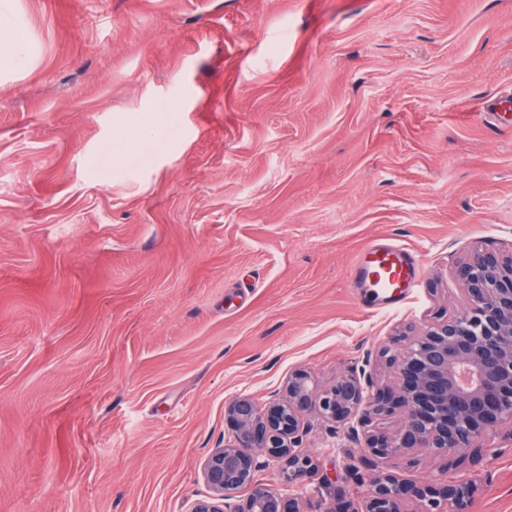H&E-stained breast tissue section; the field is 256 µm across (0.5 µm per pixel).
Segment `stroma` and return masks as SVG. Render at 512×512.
<instances>
[{"mask_svg":"<svg viewBox=\"0 0 512 512\" xmlns=\"http://www.w3.org/2000/svg\"><path fill=\"white\" fill-rule=\"evenodd\" d=\"M10 3L35 55L0 76V512H190L234 398L390 380L400 332L463 310L460 261L512 250V0ZM377 238L421 264L394 306L355 296ZM401 423L306 412L302 512L378 472L512 512L502 431L374 456Z\"/></svg>","mask_w":512,"mask_h":512,"instance_id":"1","label":"stroma"}]
</instances>
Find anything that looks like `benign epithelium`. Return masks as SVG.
<instances>
[{"instance_id":"7a95c632","label":"benign epithelium","mask_w":512,"mask_h":512,"mask_svg":"<svg viewBox=\"0 0 512 512\" xmlns=\"http://www.w3.org/2000/svg\"><path fill=\"white\" fill-rule=\"evenodd\" d=\"M456 276L466 310L414 338L393 359V381L370 395L349 373L320 390L310 373L297 371L282 401L262 408L247 396L234 399L228 406L234 439L205 459L210 495L190 512H224V499L243 487L250 488L248 497L230 512H301L298 498L254 480L256 451L280 462L281 484L302 486L313 463L294 448L300 417L312 407L334 423L357 414L369 422L402 413L394 437L367 438V448L381 458L411 448H480L488 433L505 425L512 442V252L475 251L458 265ZM470 494L463 483L406 484L381 473L370 480L360 512H404L409 498L424 502L423 512H465Z\"/></svg>"}]
</instances>
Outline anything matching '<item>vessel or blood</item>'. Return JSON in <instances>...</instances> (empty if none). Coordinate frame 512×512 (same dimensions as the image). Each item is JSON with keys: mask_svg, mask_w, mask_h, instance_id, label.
I'll use <instances>...</instances> for the list:
<instances>
[{"mask_svg": "<svg viewBox=\"0 0 512 512\" xmlns=\"http://www.w3.org/2000/svg\"><path fill=\"white\" fill-rule=\"evenodd\" d=\"M354 272L359 283L396 304L416 287L420 265L406 248L381 239L358 252Z\"/></svg>", "mask_w": 512, "mask_h": 512, "instance_id": "1", "label": "vessel or blood"}]
</instances>
